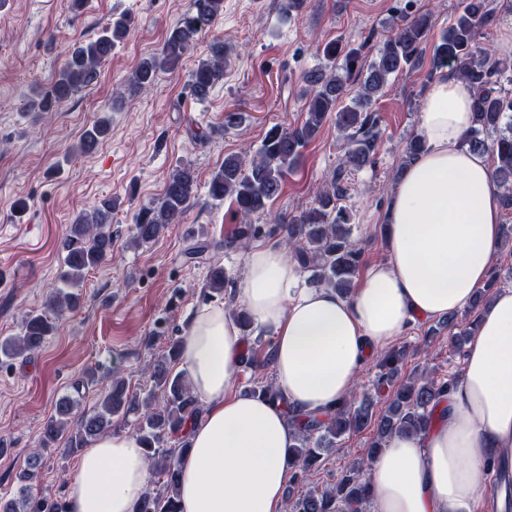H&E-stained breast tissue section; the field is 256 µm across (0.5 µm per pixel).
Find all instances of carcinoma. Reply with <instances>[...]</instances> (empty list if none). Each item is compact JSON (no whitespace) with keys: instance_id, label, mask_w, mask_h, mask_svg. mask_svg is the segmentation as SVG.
Here are the masks:
<instances>
[{"instance_id":"1","label":"carcinoma","mask_w":512,"mask_h":512,"mask_svg":"<svg viewBox=\"0 0 512 512\" xmlns=\"http://www.w3.org/2000/svg\"><path fill=\"white\" fill-rule=\"evenodd\" d=\"M223 10V0H193L164 40L158 54L143 59L127 79L128 94L112 99V108H121L127 98L150 87L158 72L173 69L185 53ZM494 13L488 0H462L461 10L433 48L435 70L448 68L450 74L470 82L474 127L463 144L472 151L487 152L494 159L493 178L505 190L503 204L512 207V95L505 92L501 79L512 66L492 58L489 48L480 42L481 30L490 25ZM133 23L122 13L106 22L96 37L78 41L70 47L58 78L31 103L35 112H52L78 90L92 84L101 65L111 56L116 43L125 38ZM433 28L432 16L421 13L392 30L378 46L373 60L364 64L360 49L331 40L318 45L316 52L323 67L306 77L304 119L292 126H272L261 147L251 159L242 155L224 158V165L212 177L209 195L215 201L229 199L245 216L265 211L269 202L282 191L286 175L302 156L323 124L331 119L341 135L346 163L361 169L372 163L379 141V116L369 105L385 88L392 75L412 68L421 45ZM227 50L216 46L210 58L202 60L191 72L193 96L203 101L211 89L224 79ZM109 130L99 119L81 138V149L92 150ZM195 176L191 168H175L165 185L161 201L141 209L136 216L133 240L148 243L169 224L180 222L192 205ZM349 193V182L339 168L329 184L316 193L313 206L289 219L274 218L283 225L288 245L299 267L309 272V284L330 288L348 295L362 264V249L351 238V217L342 205ZM112 201L80 215L71 224L63 243L62 285L50 290L47 306L55 311L72 309L78 297L64 288H75L85 273L112 255V225L108 218ZM55 323L43 313L25 317L20 335L0 341V355L14 358L41 347L52 335ZM181 341L173 340L150 366L151 389L142 397L128 392L122 379L113 374L98 404L92 410L76 414L77 401L65 397L58 401L55 413L43 425L41 447L54 448L66 438V452L75 453L99 435L112 430L114 419L135 417V435L144 445L154 480L147 488L135 512H179L176 488L179 482L178 457L187 448L186 426L200 416L202 408L192 394L184 373L173 371ZM404 353H390L379 365L374 390L380 394L394 390L385 413L374 418L372 403L356 398L344 402L326 418L291 416L298 430L291 448L294 472L290 483L298 485L308 472L320 464L323 453L336 446V439L350 431L376 427L374 454L393 434L417 436L430 424L438 404L457 382V376L435 379L428 375L396 384L399 362ZM43 467V455L34 451L18 476L22 508L16 502L0 501V512H67L61 496L32 492L33 481ZM367 463H353L330 487L310 490L292 498L287 496L289 512H370L372 499L364 477Z\"/></svg>"}]
</instances>
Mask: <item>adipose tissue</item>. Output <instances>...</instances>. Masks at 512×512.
I'll use <instances>...</instances> for the list:
<instances>
[{
  "mask_svg": "<svg viewBox=\"0 0 512 512\" xmlns=\"http://www.w3.org/2000/svg\"><path fill=\"white\" fill-rule=\"evenodd\" d=\"M472 86L440 75L415 134L424 143L396 178L383 214L389 255L350 296L309 288L285 247L251 244L239 305L273 338L281 399L236 391L245 330L224 306L192 315L179 366L203 416L181 457L180 512H286L297 432L288 411L326 416L348 398L371 354L417 321L458 311L486 285L500 251L502 203L488 154L463 145ZM512 466V289L478 317L458 384L425 432L392 436L369 463L373 512H475L486 461ZM151 477L136 436L93 441L67 484L68 512H134Z\"/></svg>",
  "mask_w": 512,
  "mask_h": 512,
  "instance_id": "adipose-tissue-1",
  "label": "adipose tissue"
}]
</instances>
